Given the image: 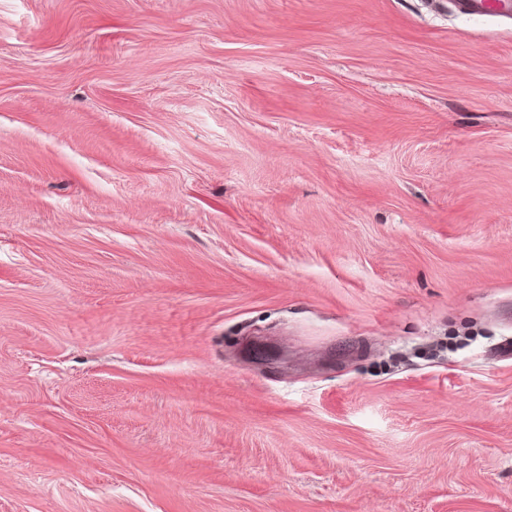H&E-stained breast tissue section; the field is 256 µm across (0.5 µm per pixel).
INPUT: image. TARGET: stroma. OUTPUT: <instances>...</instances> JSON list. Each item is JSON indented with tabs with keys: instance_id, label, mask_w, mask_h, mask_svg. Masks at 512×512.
Returning a JSON list of instances; mask_svg holds the SVG:
<instances>
[{
	"instance_id": "35a3bbf8",
	"label": "stroma",
	"mask_w": 512,
	"mask_h": 512,
	"mask_svg": "<svg viewBox=\"0 0 512 512\" xmlns=\"http://www.w3.org/2000/svg\"><path fill=\"white\" fill-rule=\"evenodd\" d=\"M512 23L0 0V512H512Z\"/></svg>"
}]
</instances>
